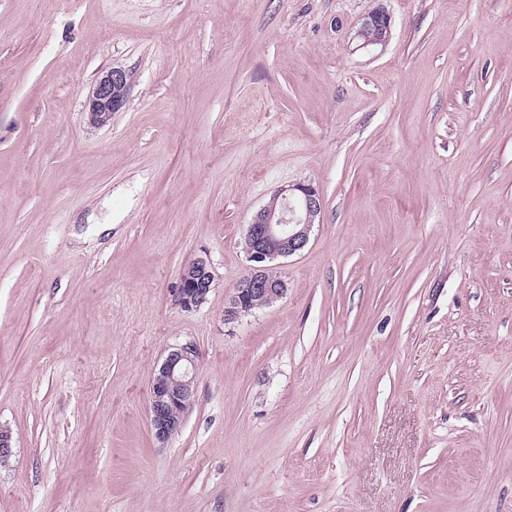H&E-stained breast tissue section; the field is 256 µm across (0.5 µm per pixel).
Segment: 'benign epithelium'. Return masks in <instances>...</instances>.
Listing matches in <instances>:
<instances>
[{"label": "benign epithelium", "instance_id": "1", "mask_svg": "<svg viewBox=\"0 0 512 512\" xmlns=\"http://www.w3.org/2000/svg\"><path fill=\"white\" fill-rule=\"evenodd\" d=\"M389 15L376 9L365 17L361 31L372 37L363 45H383L390 36ZM130 90L128 73L119 68L107 71L92 89L88 102L89 121L104 126L127 102ZM279 204L263 206L248 224L246 255L252 265L249 273L234 289L224 306V323L268 307L282 299L288 290L286 280L271 267L278 259L305 248L311 227L322 210V197L310 184L297 183L274 195ZM214 287L210 265L198 259L182 269L176 302L192 311L207 302ZM199 353L191 343L177 345L163 359L150 388L149 415L155 439L165 443L181 426L195 393ZM14 453L12 432L0 427V463H7Z\"/></svg>", "mask_w": 512, "mask_h": 512}]
</instances>
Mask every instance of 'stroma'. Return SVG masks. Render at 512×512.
<instances>
[{
  "label": "stroma",
  "instance_id": "stroma-1",
  "mask_svg": "<svg viewBox=\"0 0 512 512\" xmlns=\"http://www.w3.org/2000/svg\"><path fill=\"white\" fill-rule=\"evenodd\" d=\"M297 182L286 296L225 323ZM0 424V512H512V0H0ZM390 27L391 19L384 10L376 9L370 12L362 23L360 33L369 30L373 35L369 40H365L363 45L385 44L390 36ZM130 90L128 73L119 68L107 71L92 89L88 102L89 121L104 126L127 102ZM273 198L275 203L263 206L248 224L245 253L253 265L224 306L225 323L269 307L286 295L287 282L270 263L305 248L322 210L321 194L310 184L288 185ZM214 274L210 265L197 259L191 267L183 268L177 289V305L184 311H192L207 302L214 287ZM198 358L193 344L176 345L169 350L152 380L150 423L155 439L162 444L178 431L193 402Z\"/></svg>",
  "mask_w": 512,
  "mask_h": 512
}]
</instances>
